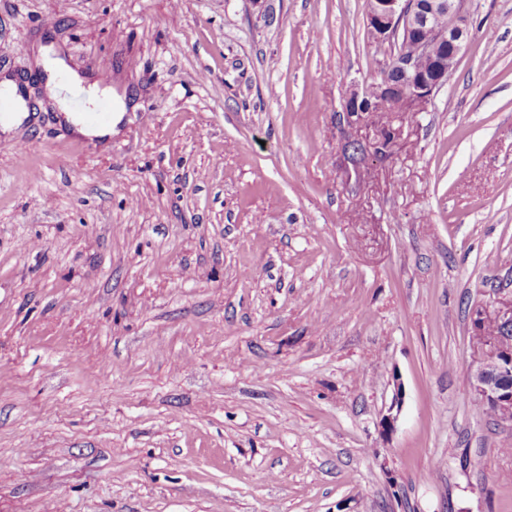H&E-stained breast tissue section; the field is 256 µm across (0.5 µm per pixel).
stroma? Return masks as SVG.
Returning a JSON list of instances; mask_svg holds the SVG:
<instances>
[{
    "label": "stroma",
    "instance_id": "1",
    "mask_svg": "<svg viewBox=\"0 0 512 512\" xmlns=\"http://www.w3.org/2000/svg\"><path fill=\"white\" fill-rule=\"evenodd\" d=\"M367 7L0 0L32 105L0 132V512H512L470 385L512 294V0H467L427 111L355 127ZM38 40L109 74L111 139L62 123ZM365 100V87L355 89L346 98L344 102L343 112L345 119L350 125H358L367 121L371 114V107L367 108Z\"/></svg>",
    "mask_w": 512,
    "mask_h": 512
}]
</instances>
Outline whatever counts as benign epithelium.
Wrapping results in <instances>:
<instances>
[{"instance_id": "7a95c632", "label": "benign epithelium", "mask_w": 512, "mask_h": 512, "mask_svg": "<svg viewBox=\"0 0 512 512\" xmlns=\"http://www.w3.org/2000/svg\"><path fill=\"white\" fill-rule=\"evenodd\" d=\"M448 14V29L440 31L432 24L435 14ZM371 36L381 42L396 44L397 52L385 67L381 94L395 103L400 112H425L436 91L447 84L464 49L469 29L466 0H371L367 13ZM414 39L419 54L436 59L431 72L417 66V56L409 55L402 42ZM343 112L350 125L367 121L370 109L365 103V89H355L346 98ZM494 319L512 327V298L500 299ZM474 364L471 387L475 398L497 409V420L512 427V390L495 384L497 375L512 372V347L502 346L496 338L485 336L473 343Z\"/></svg>"}]
</instances>
